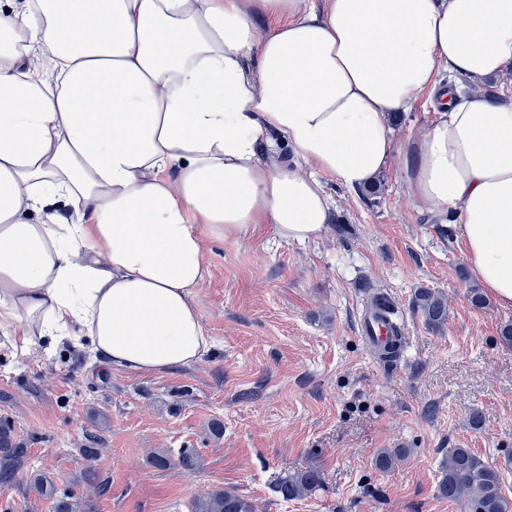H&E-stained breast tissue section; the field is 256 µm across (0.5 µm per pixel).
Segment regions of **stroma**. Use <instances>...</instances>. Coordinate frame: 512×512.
I'll return each instance as SVG.
<instances>
[{
    "label": "stroma",
    "mask_w": 512,
    "mask_h": 512,
    "mask_svg": "<svg viewBox=\"0 0 512 512\" xmlns=\"http://www.w3.org/2000/svg\"><path fill=\"white\" fill-rule=\"evenodd\" d=\"M320 180L332 202L320 238L265 230L208 243L195 300L215 346L197 364L140 373L91 364L70 343L23 352L0 334V457L21 451L0 476L5 512H51L33 488L40 475L84 512H191L228 487L256 512H460L438 491L451 448L501 467L512 497V347L500 340L512 307L472 308L458 227L409 198L400 161L377 174L374 197ZM419 288L447 294L443 332L414 313ZM376 292L397 305L405 337L392 363L357 330ZM401 445L408 461L378 470V452ZM185 450L196 470L179 464ZM310 468L323 478L315 494L276 493Z\"/></svg>",
    "instance_id": "1"
}]
</instances>
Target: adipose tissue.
Instances as JSON below:
<instances>
[{
  "label": "adipose tissue",
  "mask_w": 512,
  "mask_h": 512,
  "mask_svg": "<svg viewBox=\"0 0 512 512\" xmlns=\"http://www.w3.org/2000/svg\"><path fill=\"white\" fill-rule=\"evenodd\" d=\"M510 67L512 0L0 8V331L139 372L197 363L209 236L317 239L319 174L355 190L396 158L512 307V99L480 91ZM444 68L472 91H438ZM435 93L398 147L391 116Z\"/></svg>",
  "instance_id": "adipose-tissue-1"
}]
</instances>
